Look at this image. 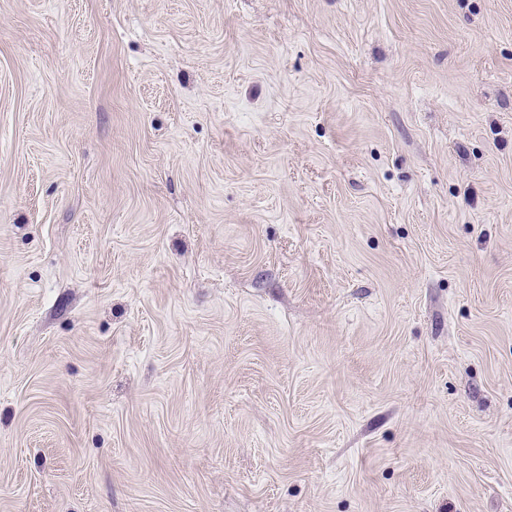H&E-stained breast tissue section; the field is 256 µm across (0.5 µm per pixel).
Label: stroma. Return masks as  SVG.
Instances as JSON below:
<instances>
[{
	"mask_svg": "<svg viewBox=\"0 0 512 512\" xmlns=\"http://www.w3.org/2000/svg\"><path fill=\"white\" fill-rule=\"evenodd\" d=\"M0 512H512V0H0Z\"/></svg>",
	"mask_w": 512,
	"mask_h": 512,
	"instance_id": "obj_1",
	"label": "stroma"
}]
</instances>
